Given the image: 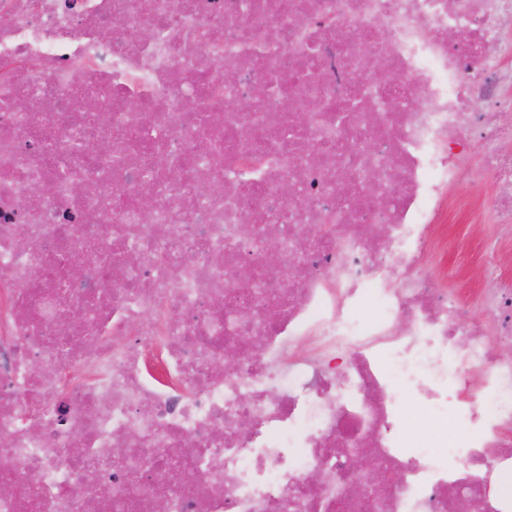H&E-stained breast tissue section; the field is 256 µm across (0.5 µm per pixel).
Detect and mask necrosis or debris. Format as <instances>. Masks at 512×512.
<instances>
[{"label":"necrosis or debris","mask_w":512,"mask_h":512,"mask_svg":"<svg viewBox=\"0 0 512 512\" xmlns=\"http://www.w3.org/2000/svg\"><path fill=\"white\" fill-rule=\"evenodd\" d=\"M510 28L512 0H0V512H512V282L433 274L452 213L512 226Z\"/></svg>","instance_id":"obj_1"}]
</instances>
